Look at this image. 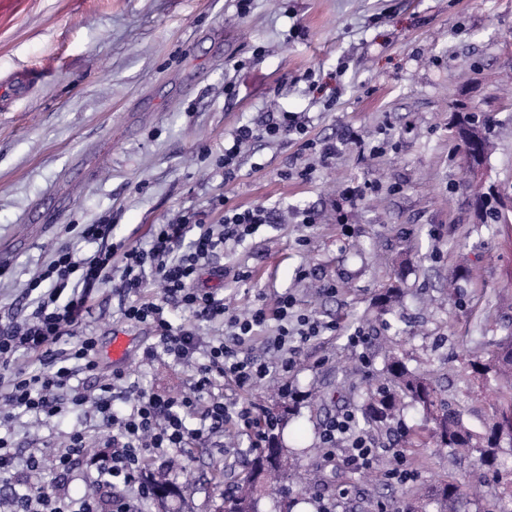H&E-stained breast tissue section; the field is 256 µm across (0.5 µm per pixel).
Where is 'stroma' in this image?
I'll use <instances>...</instances> for the list:
<instances>
[{
	"label": "stroma",
	"instance_id": "35a3bbf8",
	"mask_svg": "<svg viewBox=\"0 0 512 512\" xmlns=\"http://www.w3.org/2000/svg\"><path fill=\"white\" fill-rule=\"evenodd\" d=\"M25 71L35 76L29 94L0 111V324L25 305V286L55 244L83 256L100 249L81 237L82 225H112L113 241L144 246L157 224L221 223L222 198L266 209L273 221L215 258L198 287L238 313L257 296L272 303L287 293L338 326L300 346L285 381L297 412L282 440L314 486L311 512H366L372 498L395 512L393 451L423 423L420 409L369 431L378 449L370 468L316 454L329 422L383 383L389 352L431 371L480 425L488 405L484 388L466 383V353L481 326L512 330V240L482 219L452 127L461 112L492 119L484 168L512 196V0H251L245 13L237 0H0V84ZM286 112L304 117L314 142H335V158L323 164L298 142L260 138L225 179V137ZM308 166L311 177L300 178ZM352 188L362 192L353 204L343 198ZM307 209L318 224L302 223ZM462 263L469 274L449 296L448 276ZM240 269L248 280L233 279ZM393 284L402 301L380 313L378 296ZM91 307L73 333L97 336L102 375L190 393V367L143 361L153 334L124 320L112 285ZM358 327L367 345L351 343ZM118 334L132 345L120 365L108 356ZM285 382L270 377L241 400L264 416L272 388ZM79 425L104 444L88 410L42 424L22 413L11 430L18 463L37 457L43 485L74 497L85 491L89 460L65 475L54 460ZM502 448L496 470L432 446L404 458L415 483L452 476L487 498L512 472V443ZM255 455L229 432L206 450L179 449L181 467L148 468L176 489L149 512H209Z\"/></svg>",
	"mask_w": 512,
	"mask_h": 512
}]
</instances>
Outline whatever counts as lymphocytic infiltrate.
I'll return each instance as SVG.
<instances>
[{"label": "lymphocytic infiltrate", "mask_w": 512, "mask_h": 512, "mask_svg": "<svg viewBox=\"0 0 512 512\" xmlns=\"http://www.w3.org/2000/svg\"><path fill=\"white\" fill-rule=\"evenodd\" d=\"M306 133V124L291 114L261 127L238 126L224 146L225 176L233 175L242 149L256 139L289 137L300 141L302 148L315 147ZM318 150L324 162L335 153L331 144ZM266 221V210L228 208L220 224L195 228L186 223L157 224L146 250L112 242L111 225L87 224L82 228L83 236L101 241V249L79 257L68 246L55 248L49 264L28 284L36 293L32 311L12 317L0 327V427L10 423L19 409L40 417L55 416L64 406L80 408L89 403L101 427L111 430L112 437L89 481V494L72 500L53 488L42 487L17 497V512H138L139 502L153 495L152 481L145 472L152 459L167 456L173 449L202 446L214 430L227 426L246 435L251 447H264L272 419L254 417L250 408L225 401L218 392L219 385L225 383L246 392L263 381L271 368L291 372L296 359L287 354L288 345L321 335L325 327L296 312L293 300L285 295L275 304L257 305L244 315L229 313L223 299L196 288L195 281L214 256L229 244L243 242ZM186 238L191 241L189 251L178 253ZM148 271L161 287L160 297L142 296ZM114 279L119 282V294L130 299L123 308L124 319L149 325L156 337L155 343L145 348L144 359L164 355L175 364H191L195 396L174 398L132 387L119 391L106 381L92 396L73 385L77 371L93 375L99 371L96 338L82 336L63 353L57 352L56 345L90 313V302L99 287ZM171 299L200 319L223 320V335L206 340L192 330L173 327L165 311ZM271 319L279 323L274 343L286 352L274 367L249 347L258 328ZM20 350L40 357L46 371L26 373L16 363L15 354ZM195 414L200 415L202 426L188 427L187 417ZM340 439L348 443L345 462L369 465L375 450L366 435L356 431L352 413L337 415L323 432L325 444Z\"/></svg>", "instance_id": "f902f5d3"}]
</instances>
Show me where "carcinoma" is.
Instances as JSON below:
<instances>
[{
  "label": "carcinoma",
  "instance_id": "carcinoma-1",
  "mask_svg": "<svg viewBox=\"0 0 512 512\" xmlns=\"http://www.w3.org/2000/svg\"><path fill=\"white\" fill-rule=\"evenodd\" d=\"M468 366L467 382L482 381L490 375L499 385L491 404L494 411L482 423V431L477 432L469 426L460 409L443 395L429 374L408 368L396 355L386 359L385 382L363 395L359 411L364 423L386 425L408 403L421 408L427 416L433 408L448 415V433H437L428 418L410 438V447L432 442L439 448L448 449L449 455L471 459L481 468L497 467L501 448L492 444L491 439L500 427L501 417L512 414V333L493 335L482 341L478 349L470 352ZM280 436L278 426L268 431L265 448L252 461L237 492L231 496L220 495L213 507L222 505L224 512H258L260 495L268 482L292 479ZM402 502L404 507L400 512H428L430 507L434 512H509L512 479L486 503L471 498L467 489L454 478L441 482L426 499H418L410 491L402 497Z\"/></svg>",
  "mask_w": 512,
  "mask_h": 512
}]
</instances>
